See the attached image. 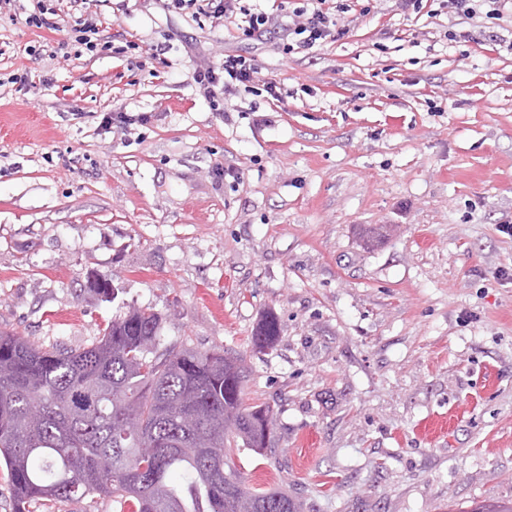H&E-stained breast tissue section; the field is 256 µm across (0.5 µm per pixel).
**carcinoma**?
<instances>
[{"label": "carcinoma", "instance_id": "obj_1", "mask_svg": "<svg viewBox=\"0 0 512 512\" xmlns=\"http://www.w3.org/2000/svg\"><path fill=\"white\" fill-rule=\"evenodd\" d=\"M161 322L133 307L66 352L0 334V467L15 512L115 494L127 512H299L235 468L231 443L265 456L273 426L270 407L243 404V359L189 348L151 358ZM276 336L267 316L254 344Z\"/></svg>", "mask_w": 512, "mask_h": 512}]
</instances>
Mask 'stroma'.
Returning a JSON list of instances; mask_svg holds the SVG:
<instances>
[{
    "instance_id": "obj_1",
    "label": "stroma",
    "mask_w": 512,
    "mask_h": 512,
    "mask_svg": "<svg viewBox=\"0 0 512 512\" xmlns=\"http://www.w3.org/2000/svg\"><path fill=\"white\" fill-rule=\"evenodd\" d=\"M251 3L274 32L244 41L239 14L87 0L95 56L0 11V333L74 350L139 307L161 349L242 355L275 451L233 461L301 512L512 502V13L480 48L448 33L483 14L358 0L344 36L286 56L292 4ZM129 41L170 49L140 69ZM227 53L259 74L220 113L189 74ZM150 116L147 113L131 114L128 112H113L112 114L105 115L102 124L105 129L111 128H126L133 124L147 123Z\"/></svg>"
}]
</instances>
